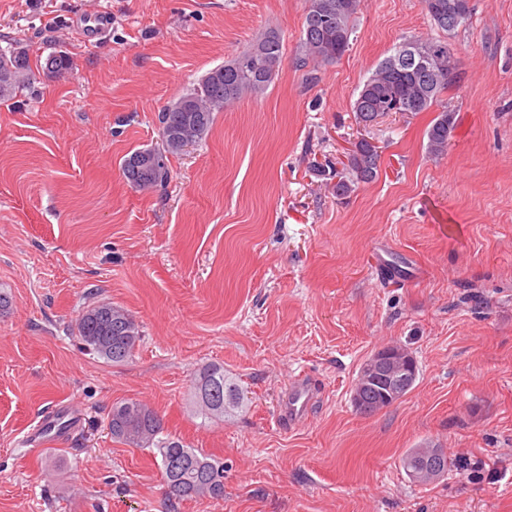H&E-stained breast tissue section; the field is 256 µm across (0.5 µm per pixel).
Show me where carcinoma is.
Masks as SVG:
<instances>
[{"label": "carcinoma", "mask_w": 512, "mask_h": 512, "mask_svg": "<svg viewBox=\"0 0 512 512\" xmlns=\"http://www.w3.org/2000/svg\"><path fill=\"white\" fill-rule=\"evenodd\" d=\"M462 0H425L427 13L435 27L452 33L467 23L470 7H464V16L448 26L438 20V14L448 12V5L458 6ZM359 0H307V9L300 38V49L305 60L331 62L340 58L349 48L354 32V19ZM424 52L433 50L431 72L411 66H394L391 59L401 52L405 43L395 47L364 83L355 100L353 110L359 122L369 126L384 112L399 105L401 112H423L439 96L456 83L458 59L448 47V41L413 39ZM281 64L279 34L267 30L248 48L224 62V86L211 83V74L186 93L171 101L159 112L157 119L163 149H139L123 161L122 172L134 187L149 188L161 185L168 177L166 159L183 151L187 143L202 139L210 130L215 113L247 95L264 93L273 82ZM71 62L63 52L48 55L41 66L47 81L58 79L70 70ZM32 81L27 47L17 43L8 51L0 50V100L10 99L29 86ZM453 128V113L442 110L428 130V153L439 156L448 148V137ZM381 167L378 146L365 138L357 141L336 171V197H347L361 184L375 181ZM77 336L86 350L114 364L126 362L133 354L141 334L132 315L123 307L111 303L93 304L82 311L77 322ZM213 389L219 400L205 401L198 397L201 389ZM191 399L196 417L201 423L222 420L238 408L243 393L237 383L224 375L221 366L201 369L191 385ZM112 438L134 448H148L159 462L167 486L171 505L192 498L219 500L224 497V460L191 448L172 438L164 428L163 420L146 404L133 399L112 405L108 416Z\"/></svg>", "instance_id": "cac0c4a2"}]
</instances>
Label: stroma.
<instances>
[{"mask_svg":"<svg viewBox=\"0 0 512 512\" xmlns=\"http://www.w3.org/2000/svg\"><path fill=\"white\" fill-rule=\"evenodd\" d=\"M100 7L111 26L83 40L79 14ZM470 8L448 37L456 85L365 126L353 105L377 65L439 35L423 0H360L330 63L300 60L306 0H0V48L71 62L0 102V512H512V0ZM270 28L283 57L264 95L216 113L163 186L129 185L124 158L162 146L159 111ZM445 108L455 125L434 157ZM361 137L379 176L337 198L312 167L339 168ZM97 302L140 327L125 364L75 335ZM388 345L418 378L366 417L352 387ZM209 364L244 400L203 426L190 385ZM299 372L318 402L286 428L276 400ZM126 399L223 459V499L170 505L152 453L107 429ZM57 403L82 427L26 454ZM426 444L450 466L419 485L401 459ZM71 62L63 52L49 54L41 65L42 76L47 81L58 79L70 70ZM453 113L451 110L443 109L437 119L428 130V153L432 156H439L448 148V137L453 128Z\"/></svg>","mask_w":512,"mask_h":512,"instance_id":"35a3bbf8","label":"stroma"}]
</instances>
